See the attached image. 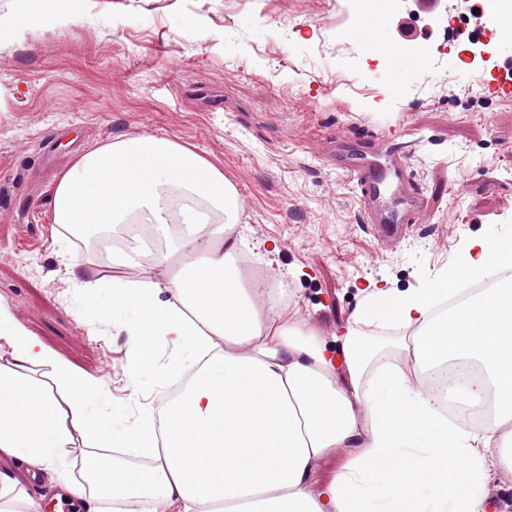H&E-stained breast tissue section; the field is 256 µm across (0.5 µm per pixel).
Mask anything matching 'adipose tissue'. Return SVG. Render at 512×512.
Returning <instances> with one entry per match:
<instances>
[{"mask_svg":"<svg viewBox=\"0 0 512 512\" xmlns=\"http://www.w3.org/2000/svg\"><path fill=\"white\" fill-rule=\"evenodd\" d=\"M54 221L86 236L117 224H150L167 245L155 259L203 256L178 275L106 281L94 306L120 322L136 362V386L157 383V343L173 366H195L182 396L135 422L99 414L107 392L29 335L0 304V454L18 473L0 472V512H41L20 474L39 469L65 479L71 456L93 435L153 456L148 473L87 457L86 484L68 490L83 512H486L490 471L512 479V281L485 288L438 314L442 288L371 293L359 318L412 331L413 366H375L376 349L354 326L332 354L312 328L291 324L257 299L233 264V228L242 204L223 173L177 141L155 135L89 148L58 181ZM512 260V234L468 240L457 266L479 273ZM169 300H159V290ZM223 349L201 359V340ZM465 358L479 377L446 387L445 397L491 400L489 427L459 425L422 379L428 367ZM51 366L52 384L31 368ZM350 449L343 469L314 487L317 465Z\"/></svg>","mask_w":512,"mask_h":512,"instance_id":"adipose-tissue-1","label":"adipose tissue"}]
</instances>
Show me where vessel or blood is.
<instances>
[{"mask_svg": "<svg viewBox=\"0 0 512 512\" xmlns=\"http://www.w3.org/2000/svg\"><path fill=\"white\" fill-rule=\"evenodd\" d=\"M326 160L354 182L366 222L382 246L398 245L410 225L423 222V195L411 181L407 154L392 137L371 132L356 143L337 141Z\"/></svg>", "mask_w": 512, "mask_h": 512, "instance_id": "vessel-or-blood-1", "label": "vessel or blood"}]
</instances>
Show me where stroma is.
I'll use <instances>...</instances> for the list:
<instances>
[{
  "label": "stroma",
  "mask_w": 512,
  "mask_h": 512,
  "mask_svg": "<svg viewBox=\"0 0 512 512\" xmlns=\"http://www.w3.org/2000/svg\"><path fill=\"white\" fill-rule=\"evenodd\" d=\"M346 0H0V303L29 334L103 383L110 410L137 420L163 385L134 391L128 338L88 307L116 267L95 239L53 222V189L90 147L168 137L221 170L242 200L243 252L273 254L291 321L335 345L373 289L427 288L459 242L512 231V87L463 74L435 86L416 53L417 0H398L385 38L415 71L394 96L397 57L336 40ZM39 15L22 25V14ZM392 131L416 142L409 171L428 225L393 248L364 222L352 182L325 156L336 136ZM498 156L495 166L487 154ZM87 258L70 270L65 253Z\"/></svg>",
  "instance_id": "1"
}]
</instances>
